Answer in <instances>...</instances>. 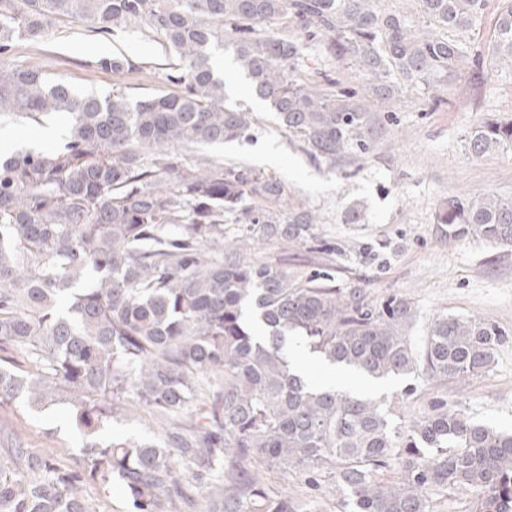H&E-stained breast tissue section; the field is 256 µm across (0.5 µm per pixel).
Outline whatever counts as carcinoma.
Returning <instances> with one entry per match:
<instances>
[{"label":"carcinoma","mask_w":512,"mask_h":512,"mask_svg":"<svg viewBox=\"0 0 512 512\" xmlns=\"http://www.w3.org/2000/svg\"><path fill=\"white\" fill-rule=\"evenodd\" d=\"M488 2L418 0L416 22L380 0H0V114L69 117L63 146L0 155V403H66L82 440L67 469L0 429V512H93L87 482L118 486L131 512H172L187 486L202 512H295L261 468L328 477L352 512H434L436 486L475 488L483 512H512V432L446 402L399 425L377 398L294 369L299 348L370 383L420 372L461 382L491 370L502 330L442 315L417 350L409 298L375 302L354 282L245 259L266 242L338 248L317 235L315 212L288 202L284 181L174 151L252 137L254 114L227 103L211 64L222 46L294 146L348 176L405 87L451 86L466 68L487 81L490 57L512 68V0L490 45L459 37ZM61 17L96 33L142 28L171 59L172 89L79 94L11 61L17 40ZM313 44L359 68L376 102L311 68ZM97 66L142 70L123 54ZM464 144L475 158L512 149V122L488 119ZM435 223L452 239L510 247L512 199L450 196ZM141 409L162 439L105 433ZM393 466L399 480L383 482Z\"/></svg>","instance_id":"cac0c4a2"}]
</instances>
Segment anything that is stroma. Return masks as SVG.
Here are the masks:
<instances>
[{
  "label": "stroma",
  "instance_id": "35a3bbf8",
  "mask_svg": "<svg viewBox=\"0 0 512 512\" xmlns=\"http://www.w3.org/2000/svg\"><path fill=\"white\" fill-rule=\"evenodd\" d=\"M119 53L137 57L143 70L116 75L97 68L100 56ZM13 61L40 65L80 93L121 91L136 98L169 88L160 44L143 39L137 30L100 35L74 19L56 21L40 41L17 42ZM225 81L230 103L256 116L253 136L241 143L186 152V160L243 163L284 180L291 200L305 203L320 216L318 235L346 251L340 258L267 243L246 251V258L282 264L299 277L324 272L340 286L353 280L376 301L392 294L407 296L417 310L410 339L418 348L431 321L442 314L495 323L508 337L498 347L489 372L463 382L396 378L372 385L370 392L402 423L445 401L475 421L511 432L512 247L440 237L434 218L451 195L489 192L512 197V150L476 159L466 152L463 141L485 119L512 121V73L482 82L467 72L450 89L423 84L408 88L397 102L395 123L379 139L373 155L348 178L338 168L313 162L297 151L234 67H227ZM62 126L58 116L38 123L0 115V145L10 146L13 137L21 135L36 147L55 148L64 141ZM48 128L55 129L54 137H44ZM353 202L363 206L365 223H347L346 207ZM1 427L23 438L34 452L54 449L62 466H75L80 458L81 440L65 416H41L21 403L5 402L0 404ZM265 480L272 488L287 489L298 512L341 508L330 480L313 484L304 476L271 469Z\"/></svg>",
  "mask_w": 512,
  "mask_h": 512
}]
</instances>
